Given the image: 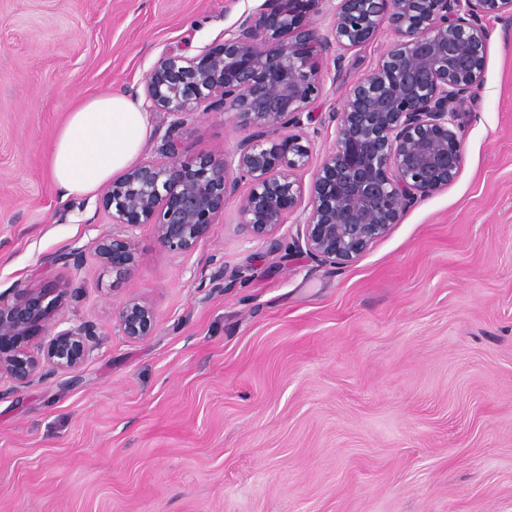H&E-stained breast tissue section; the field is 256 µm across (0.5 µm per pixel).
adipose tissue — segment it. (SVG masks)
I'll list each match as a JSON object with an SVG mask.
<instances>
[{"label":"adipose tissue","mask_w":512,"mask_h":512,"mask_svg":"<svg viewBox=\"0 0 512 512\" xmlns=\"http://www.w3.org/2000/svg\"><path fill=\"white\" fill-rule=\"evenodd\" d=\"M147 132L146 112L125 96L103 94L81 102L55 134L53 183L66 199L93 193L136 160Z\"/></svg>","instance_id":"adipose-tissue-1"}]
</instances>
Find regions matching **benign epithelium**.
Masks as SVG:
<instances>
[{"mask_svg": "<svg viewBox=\"0 0 512 512\" xmlns=\"http://www.w3.org/2000/svg\"><path fill=\"white\" fill-rule=\"evenodd\" d=\"M322 0H264L221 44L197 56L164 53L145 78V108L175 117L160 158L133 166L106 186L103 207L120 231L101 237L98 262L122 280L138 263L131 229L152 226L162 249L193 251L240 199L241 224L271 239L299 214L297 239L329 265H349L401 222L406 209L448 187L463 163L455 116L482 81L489 32L485 18L512 17V0H337L332 38L318 33ZM388 20L394 39L378 65L348 88L333 147L312 163L310 105L323 91L333 59L342 78L344 53L365 45ZM240 119L231 160L180 152L179 116L203 103ZM37 288H20L0 304V378L17 386L78 367L97 333L88 322L58 329L57 308ZM119 329L131 341L152 335L155 310L127 299Z\"/></svg>", "mask_w": 512, "mask_h": 512, "instance_id": "1", "label": "benign epithelium"}]
</instances>
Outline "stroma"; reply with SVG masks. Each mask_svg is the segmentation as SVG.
<instances>
[{
    "mask_svg": "<svg viewBox=\"0 0 512 512\" xmlns=\"http://www.w3.org/2000/svg\"><path fill=\"white\" fill-rule=\"evenodd\" d=\"M264 0H0V298L73 289L57 317L95 324L79 367L0 381V512H512V19H492L482 82L458 110L464 162L355 263L252 236L229 201L188 254L135 229L114 281L93 247L100 193L61 200L49 173L78 101H144L166 52L221 44ZM394 39L381 24L347 83ZM323 72L312 156L344 89ZM233 114L200 106L184 156L231 155ZM83 251L80 265L57 254ZM130 297L157 313L130 341ZM118 321L123 336L131 341H139L154 333L157 314L144 300L129 298L119 311Z\"/></svg>",
    "mask_w": 512,
    "mask_h": 512,
    "instance_id": "35a3bbf8",
    "label": "stroma"
}]
</instances>
